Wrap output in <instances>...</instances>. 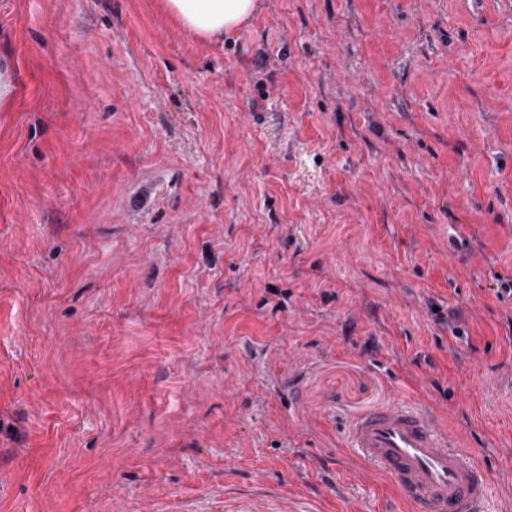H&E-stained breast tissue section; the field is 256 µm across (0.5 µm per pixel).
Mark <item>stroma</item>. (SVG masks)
I'll return each mask as SVG.
<instances>
[{
  "instance_id": "stroma-1",
  "label": "stroma",
  "mask_w": 512,
  "mask_h": 512,
  "mask_svg": "<svg viewBox=\"0 0 512 512\" xmlns=\"http://www.w3.org/2000/svg\"><path fill=\"white\" fill-rule=\"evenodd\" d=\"M0 512H408L437 410L512 512V0H0ZM164 11L184 30L205 41L224 39L247 21L257 0H162ZM351 448L417 512H487L489 477L428 407L398 401L347 425Z\"/></svg>"
}]
</instances>
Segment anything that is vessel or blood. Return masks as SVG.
<instances>
[{
  "label": "vessel or blood",
  "instance_id": "1",
  "mask_svg": "<svg viewBox=\"0 0 512 512\" xmlns=\"http://www.w3.org/2000/svg\"><path fill=\"white\" fill-rule=\"evenodd\" d=\"M350 445L414 512H487L489 477L427 407L393 402L351 419Z\"/></svg>",
  "mask_w": 512,
  "mask_h": 512
}]
</instances>
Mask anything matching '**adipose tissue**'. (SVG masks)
Masks as SVG:
<instances>
[{"label":"adipose tissue","mask_w":512,"mask_h":512,"mask_svg":"<svg viewBox=\"0 0 512 512\" xmlns=\"http://www.w3.org/2000/svg\"><path fill=\"white\" fill-rule=\"evenodd\" d=\"M257 0H163L164 11L184 30L205 41L223 39L247 21Z\"/></svg>","instance_id":"1"}]
</instances>
